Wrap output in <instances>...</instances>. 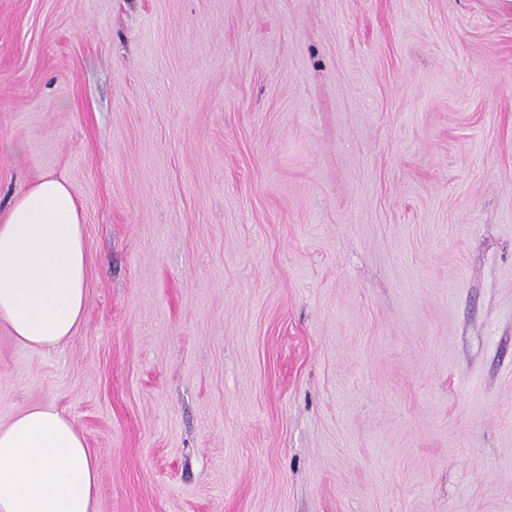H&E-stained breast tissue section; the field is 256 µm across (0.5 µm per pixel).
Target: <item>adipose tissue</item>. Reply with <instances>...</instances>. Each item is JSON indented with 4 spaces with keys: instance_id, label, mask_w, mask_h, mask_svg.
<instances>
[{
    "instance_id": "ef3b65f1",
    "label": "adipose tissue",
    "mask_w": 512,
    "mask_h": 512,
    "mask_svg": "<svg viewBox=\"0 0 512 512\" xmlns=\"http://www.w3.org/2000/svg\"><path fill=\"white\" fill-rule=\"evenodd\" d=\"M83 218L64 178L45 175L0 205V324L54 349L87 305ZM99 473L84 436L52 405L0 424V512H97Z\"/></svg>"
}]
</instances>
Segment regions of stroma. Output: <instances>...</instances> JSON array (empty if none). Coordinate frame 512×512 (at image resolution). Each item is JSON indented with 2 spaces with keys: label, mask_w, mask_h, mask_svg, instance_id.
Segmentation results:
<instances>
[{
  "label": "stroma",
  "mask_w": 512,
  "mask_h": 512,
  "mask_svg": "<svg viewBox=\"0 0 512 512\" xmlns=\"http://www.w3.org/2000/svg\"><path fill=\"white\" fill-rule=\"evenodd\" d=\"M45 175L88 305L0 325V424L98 512H512V0H0V204ZM98 481L84 436L54 406L0 424L1 512H98Z\"/></svg>",
  "instance_id": "35a3bbf8"
}]
</instances>
